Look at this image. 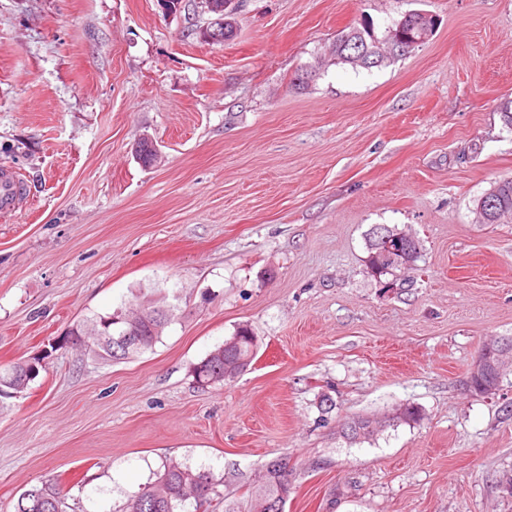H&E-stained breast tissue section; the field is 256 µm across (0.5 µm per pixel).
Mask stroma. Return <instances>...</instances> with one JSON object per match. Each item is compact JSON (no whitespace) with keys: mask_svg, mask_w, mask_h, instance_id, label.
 Here are the masks:
<instances>
[{"mask_svg":"<svg viewBox=\"0 0 512 512\" xmlns=\"http://www.w3.org/2000/svg\"><path fill=\"white\" fill-rule=\"evenodd\" d=\"M237 5L233 38L212 42L201 0H0V168L23 183L0 218V365L49 355L0 410V512L49 475L78 512H120L166 460L252 477L283 455L285 512H512V370L488 398L466 383L512 336V221L473 213L512 176V0ZM410 11L439 18L422 46L331 62L338 31ZM378 224L419 239L409 285L368 274ZM162 297L176 317L151 350L49 348ZM241 324L250 367L196 384ZM400 404L420 421L337 439Z\"/></svg>","mask_w":512,"mask_h":512,"instance_id":"35a3bbf8","label":"stroma"}]
</instances>
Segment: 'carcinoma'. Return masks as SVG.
I'll return each mask as SVG.
<instances>
[{
  "instance_id": "carcinoma-1",
  "label": "carcinoma",
  "mask_w": 512,
  "mask_h": 512,
  "mask_svg": "<svg viewBox=\"0 0 512 512\" xmlns=\"http://www.w3.org/2000/svg\"><path fill=\"white\" fill-rule=\"evenodd\" d=\"M429 26L428 14L414 12L404 15L391 28H401L403 44L393 53L382 58L371 52L373 40L377 38L371 25L349 26L336 34L333 43V60L353 68H379L392 60L402 57L420 46L419 39ZM219 31L218 41L229 40L234 36L233 15L224 12V23L217 21L203 32L209 37ZM317 68L313 65L295 73L291 85L303 89L315 80ZM496 194L492 196L494 205L489 208L488 223H498L496 213L505 210L512 216V177H504L492 185ZM381 226H373L367 234L365 265L374 277H394L396 268L383 260L378 252L377 231ZM174 319L173 309L164 299H157L135 313L119 306L105 314H96L84 319L66 331L61 340L62 347L82 348L103 361H119L152 348L163 335L165 328ZM129 330L138 338V344L130 346L119 354L112 353V337ZM252 330L242 325L237 328L224 344L217 346L203 360L193 366L196 382L202 386L224 385L234 381L245 367L249 366L257 354L258 344ZM30 360L0 366V409L15 394L27 390L38 373L29 367ZM420 419L418 409L412 405H399L392 414L384 417L354 416L345 420L338 430L339 437L348 444L356 445L376 438L389 427L401 423H415ZM294 467L286 457H276L263 466V473L256 478L239 481L240 495L220 490L224 478H217L203 470H193L176 461L163 465V473L153 483L138 488L127 496L123 512H188L192 506L196 512L218 501L224 504V512H269L267 504L277 499L283 490L293 489ZM15 512H66L65 495L58 480L47 478L24 491L15 504Z\"/></svg>"
}]
</instances>
